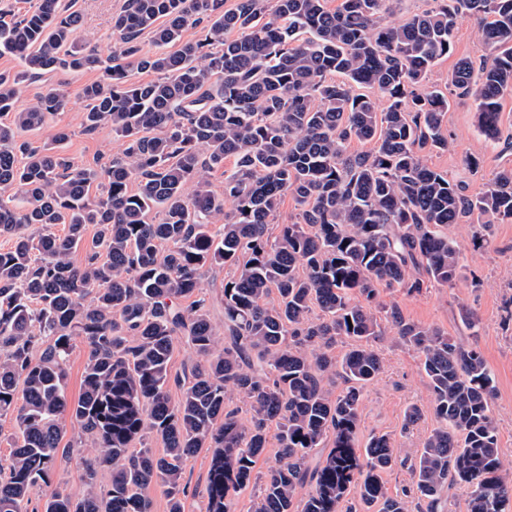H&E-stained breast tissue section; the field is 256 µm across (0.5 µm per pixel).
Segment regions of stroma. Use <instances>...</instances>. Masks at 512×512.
I'll return each mask as SVG.
<instances>
[{
  "instance_id": "obj_1",
  "label": "stroma",
  "mask_w": 512,
  "mask_h": 512,
  "mask_svg": "<svg viewBox=\"0 0 512 512\" xmlns=\"http://www.w3.org/2000/svg\"><path fill=\"white\" fill-rule=\"evenodd\" d=\"M82 16V34L99 46L102 56L111 55L112 18L125 0H73ZM476 17L463 14L457 19L454 45L448 57L440 59L428 73L427 88L447 89L459 59L479 60L486 50L478 39ZM99 78L98 71L86 70L66 74L72 97L68 106L57 112L51 123L70 130L67 142L60 145L64 157L92 165L118 153L119 138L110 128L103 127L94 134H84L82 118L84 103L81 88ZM442 127L452 137L453 144L443 153L432 156L433 166L462 180L469 196L479 195L491 175L512 168V95L501 101V140L485 138L479 127L472 101L451 99ZM480 161L478 173L465 166L466 157ZM476 225L465 223L454 233V239L465 258L464 276L452 288L424 289L409 295L396 288H384L380 299L384 304L397 306L411 321L440 327L449 335L476 346L483 354L497 381V396L493 415L500 427L499 444L503 462L512 463V320L507 311L512 308V223H493L484 246H476ZM470 310L477 317L476 327L461 320V310ZM383 369L365 392L361 412L360 436L385 432L391 434L400 455H414L422 440L438 426L431 410V393L420 368L417 353L410 347L390 340L377 343ZM418 406L420 420L406 426L404 414L409 406ZM66 437L73 447L68 456L58 458L52 475V486L64 489L71 497L82 498L87 491L85 462L95 450L77 425L66 424ZM211 453L200 449L185 468L188 493L184 499L185 512H205L202 491L205 487Z\"/></svg>"
}]
</instances>
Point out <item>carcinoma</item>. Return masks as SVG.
Segmentation results:
<instances>
[{"label": "carcinoma", "mask_w": 512, "mask_h": 512, "mask_svg": "<svg viewBox=\"0 0 512 512\" xmlns=\"http://www.w3.org/2000/svg\"><path fill=\"white\" fill-rule=\"evenodd\" d=\"M399 2L275 0L269 10L240 0L226 10L224 0H126L104 61L59 0L17 19L0 0V55L24 64L0 73V235L12 240L0 252V417L18 429L0 459V512H28L31 491L51 485L58 454L73 447L66 418L97 448L88 491L75 500L54 489L41 512H152L157 483L168 512H184V466L201 448L212 449L206 512H231L252 485L256 512H445L457 485L470 489L465 512H505L512 470L492 416L494 374L476 347L380 303L379 288H451L465 264L448 228L476 214L512 222V168L471 198L428 163L451 145L450 95L473 100L485 136L500 138L512 0H432L380 25ZM462 12L481 19L491 62L461 59L448 93L427 90ZM198 26L203 35L185 37ZM91 69L102 78L82 88L83 131L108 125L122 141L96 168L22 138L66 107L67 82L11 112L23 82ZM132 69L155 79L133 82ZM353 141L373 148L350 154ZM219 170L217 192L209 176ZM287 195L299 221L274 235ZM90 225L95 240L76 265ZM213 265L230 270L219 353L201 284ZM178 336L195 359L173 375ZM385 336L419 354L439 422L410 459L387 433L360 439L364 390L382 371L373 343ZM78 338L86 360L72 401L66 366ZM147 432L162 454L138 447ZM273 439L276 462L261 472ZM398 466L412 484L393 496L384 474Z\"/></svg>", "instance_id": "obj_1"}]
</instances>
